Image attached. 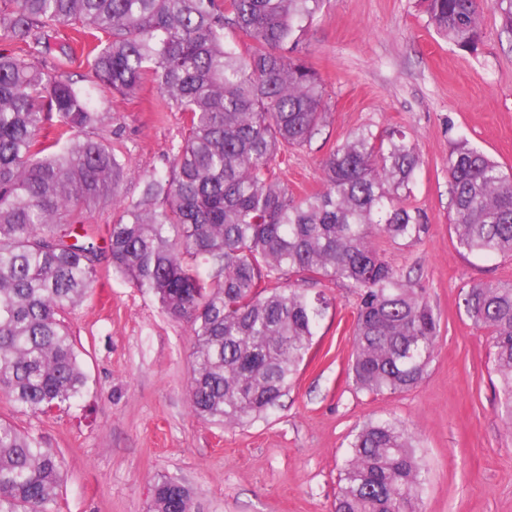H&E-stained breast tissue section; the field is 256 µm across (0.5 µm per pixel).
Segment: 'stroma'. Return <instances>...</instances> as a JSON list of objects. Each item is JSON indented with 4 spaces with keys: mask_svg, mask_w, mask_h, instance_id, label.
<instances>
[{
    "mask_svg": "<svg viewBox=\"0 0 512 512\" xmlns=\"http://www.w3.org/2000/svg\"><path fill=\"white\" fill-rule=\"evenodd\" d=\"M475 51L429 25L420 0H324L296 50L321 75L327 123L276 168L295 195L320 190L321 163L351 131L398 129L421 167L408 203L425 230L415 241L381 238L394 268L423 288L438 317L436 352L423 381L396 394L356 389L348 375L358 296L331 281H306L331 306L288 391L250 423L222 426L190 413L192 337L157 299L120 274L101 271L66 316L87 385L82 398L49 417H0L32 430L63 463L53 512H150L163 477L192 491L191 512H333L355 433L396 420L415 432L423 467L420 512H512V433L496 411L486 330L467 317L471 285L512 281V257L460 253L450 227L451 142L466 139L512 169V33L496 6L484 8ZM112 121L104 131L124 152L122 193L137 197L145 176L166 171L181 140L179 113L104 91L91 66H69Z\"/></svg>",
    "mask_w": 512,
    "mask_h": 512,
    "instance_id": "1",
    "label": "stroma"
}]
</instances>
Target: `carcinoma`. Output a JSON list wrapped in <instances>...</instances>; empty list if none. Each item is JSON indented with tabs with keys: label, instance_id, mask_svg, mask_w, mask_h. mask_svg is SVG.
<instances>
[{
	"label": "carcinoma",
	"instance_id": "cac0c4a2",
	"mask_svg": "<svg viewBox=\"0 0 512 512\" xmlns=\"http://www.w3.org/2000/svg\"><path fill=\"white\" fill-rule=\"evenodd\" d=\"M324 0H0V393L34 416L83 394L87 378L62 320L106 263L190 326L189 408L244 424L274 406L313 346L329 302L306 288H267L287 275L328 279L359 294L350 373L368 393L416 386L439 321L422 292L376 240H417L407 203L421 160L400 130L349 134L322 162L323 188L297 198L276 176L280 156L318 135L324 86L293 49ZM453 45L476 49L488 0H421ZM94 32L88 48L55 26ZM248 45L246 54L225 34ZM104 35L105 40L98 39ZM87 64L128 98L155 84L183 117L169 168L120 194L128 163L99 134L110 114L65 70ZM54 136H39L46 128ZM458 246L512 255V176L458 140L448 152ZM112 197L105 246L79 215ZM464 311L492 339L497 413L512 432V281L463 292ZM417 438L395 420L354 435L335 512H417L423 484ZM61 460L0 418V512H51ZM152 512H191L188 490L154 485Z\"/></svg>",
	"mask_w": 512,
	"mask_h": 512
}]
</instances>
